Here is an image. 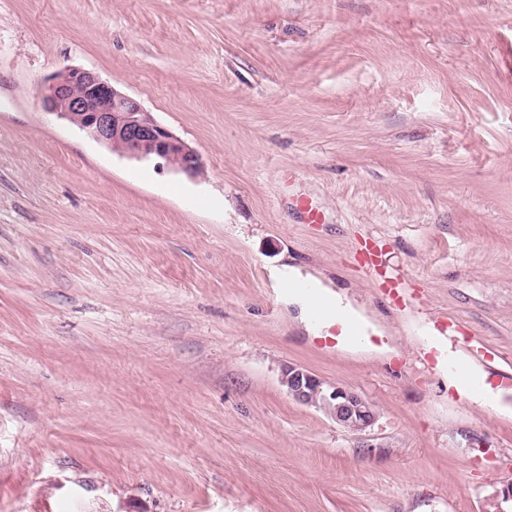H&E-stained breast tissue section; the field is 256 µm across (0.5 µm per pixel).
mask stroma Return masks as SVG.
I'll list each match as a JSON object with an SVG mask.
<instances>
[{
  "instance_id": "obj_1",
  "label": "stroma",
  "mask_w": 512,
  "mask_h": 512,
  "mask_svg": "<svg viewBox=\"0 0 512 512\" xmlns=\"http://www.w3.org/2000/svg\"><path fill=\"white\" fill-rule=\"evenodd\" d=\"M98 72L201 178L47 113ZM321 223H304L297 197ZM369 238L397 307L356 261ZM294 266L368 342L307 332ZM489 349L461 400L438 317ZM512 0H0V512H490L512 481ZM297 364L374 407L296 402ZM281 383L294 400L323 410L343 428L363 432L376 420L371 404L362 396L324 381L303 366L288 365Z\"/></svg>"
}]
</instances>
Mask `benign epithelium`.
<instances>
[{
    "instance_id": "obj_1",
    "label": "benign epithelium",
    "mask_w": 512,
    "mask_h": 512,
    "mask_svg": "<svg viewBox=\"0 0 512 512\" xmlns=\"http://www.w3.org/2000/svg\"><path fill=\"white\" fill-rule=\"evenodd\" d=\"M44 108L76 125L112 151L138 161L160 159L192 178L203 170L195 150L162 126L141 103L117 90L97 72L67 66L48 81ZM281 383L297 402L323 410L337 425L363 432L376 420L371 404L359 394L330 384L300 365L290 364Z\"/></svg>"
}]
</instances>
